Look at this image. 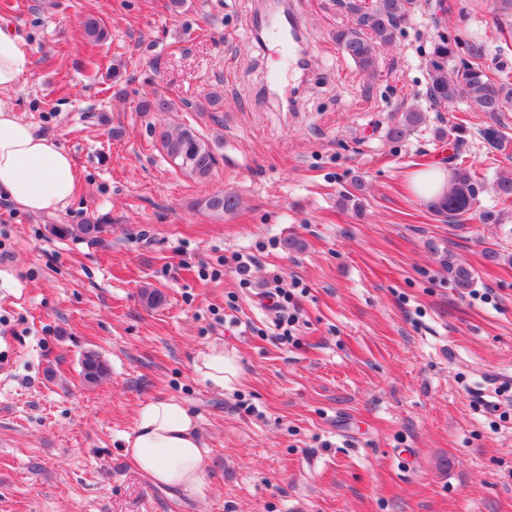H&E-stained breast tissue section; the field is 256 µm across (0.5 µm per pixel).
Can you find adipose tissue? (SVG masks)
<instances>
[{"label":"adipose tissue","mask_w":512,"mask_h":512,"mask_svg":"<svg viewBox=\"0 0 512 512\" xmlns=\"http://www.w3.org/2000/svg\"><path fill=\"white\" fill-rule=\"evenodd\" d=\"M30 50L20 37L0 28V93L12 90L30 69ZM77 189V167L61 146L35 132L9 105L0 103V199L22 211L45 214L68 203ZM194 368L204 381L224 390L241 376L239 358L214 344ZM126 451L152 482L193 494L205 489V450L197 421L177 402L153 401L137 413Z\"/></svg>","instance_id":"ef3b65f1"}]
</instances>
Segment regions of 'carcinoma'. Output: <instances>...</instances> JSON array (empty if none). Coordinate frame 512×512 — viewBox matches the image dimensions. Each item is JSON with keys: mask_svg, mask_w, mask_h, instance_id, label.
Instances as JSON below:
<instances>
[{"mask_svg": "<svg viewBox=\"0 0 512 512\" xmlns=\"http://www.w3.org/2000/svg\"><path fill=\"white\" fill-rule=\"evenodd\" d=\"M417 0H352L349 8L353 13L352 26L336 31V42L343 55L351 59L362 71L371 73L376 67V51L382 45L393 43L404 26L413 19ZM84 31L93 41L105 37L106 29L99 19H85ZM456 52L451 41L443 35L437 36L428 53V84L426 96L435 111L457 100L465 101L475 112H503L512 105V83L505 78L496 81L488 76L478 61L460 60L453 63ZM172 103L169 98L157 94L152 100L140 105L142 112H167ZM425 121L423 112L410 109L389 129V138L395 142L405 138ZM159 141L167 156L181 170L199 180L209 178L216 165L211 148L196 133L185 128L178 132L162 130ZM451 180L448 190L429 204L437 215L450 224H462L469 219L476 197L484 192L485 184L475 178V173L463 164L450 167ZM198 205L215 214L233 211L238 205L237 197L215 192L198 201ZM108 231L106 224H52L50 232L56 237L81 234L91 239H102ZM448 273L457 287L466 289L471 285L473 271L465 265L447 262ZM82 375L89 384H95L107 373V368L92 351L83 355Z\"/></svg>", "mask_w": 512, "mask_h": 512, "instance_id": "cac0c4a2", "label": "carcinoma"}]
</instances>
